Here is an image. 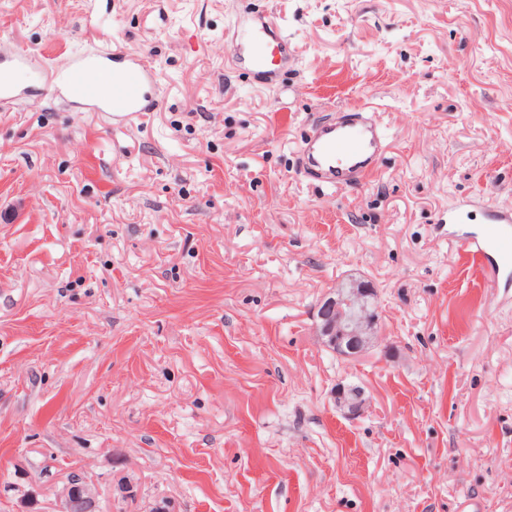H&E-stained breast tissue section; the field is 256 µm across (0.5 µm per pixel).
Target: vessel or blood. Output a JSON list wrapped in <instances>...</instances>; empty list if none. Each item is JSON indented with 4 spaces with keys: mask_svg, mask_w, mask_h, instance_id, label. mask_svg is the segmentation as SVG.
Segmentation results:
<instances>
[{
    "mask_svg": "<svg viewBox=\"0 0 512 512\" xmlns=\"http://www.w3.org/2000/svg\"><path fill=\"white\" fill-rule=\"evenodd\" d=\"M230 50L239 61L266 79L276 75L275 57L286 56L288 38L256 15L247 31L232 34ZM29 74L34 84L50 86L55 98L86 112L116 115L151 111L157 69L133 48L84 54L52 74L37 69L31 55L17 47L0 45V96H11L18 74ZM387 135L374 113L350 108L335 121L312 127L298 156V170L330 188L363 181L379 166ZM459 250L477 266L492 287L512 283V210L497 212L493 223L476 235H460Z\"/></svg>",
    "mask_w": 512,
    "mask_h": 512,
    "instance_id": "vessel-or-blood-1",
    "label": "vessel or blood"
}]
</instances>
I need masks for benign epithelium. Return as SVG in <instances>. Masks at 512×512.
<instances>
[{
	"instance_id": "obj_1",
	"label": "benign epithelium",
	"mask_w": 512,
	"mask_h": 512,
	"mask_svg": "<svg viewBox=\"0 0 512 512\" xmlns=\"http://www.w3.org/2000/svg\"><path fill=\"white\" fill-rule=\"evenodd\" d=\"M316 335L338 355L355 359L371 348L379 336L380 315L370 282L350 275L336 283L318 304ZM336 408L348 419L365 412L369 398L355 384H336L331 392ZM99 488L79 471L67 473L59 492V512H102Z\"/></svg>"
}]
</instances>
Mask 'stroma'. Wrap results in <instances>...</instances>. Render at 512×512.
Masks as SVG:
<instances>
[{"instance_id": "35a3bbf8", "label": "stroma", "mask_w": 512, "mask_h": 512, "mask_svg": "<svg viewBox=\"0 0 512 512\" xmlns=\"http://www.w3.org/2000/svg\"><path fill=\"white\" fill-rule=\"evenodd\" d=\"M288 32L276 84L230 69L247 11ZM47 71L135 47L154 111L0 100V512H512V288L449 228L512 208V0H0ZM376 110L363 187L294 170L314 122ZM382 337L314 333L343 277ZM363 386L345 419L338 381ZM374 288L369 281L350 275L319 301L315 330L325 347L355 359L376 343L380 315ZM331 395L336 408L348 419H356L368 407L369 398L359 385L338 383ZM99 488L79 471L67 473L59 492V512H102Z\"/></svg>"}]
</instances>
